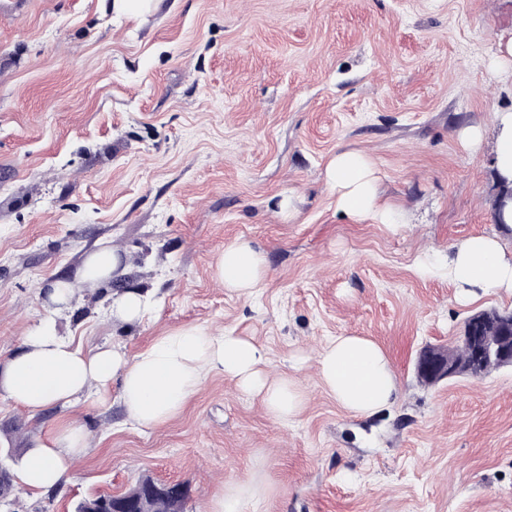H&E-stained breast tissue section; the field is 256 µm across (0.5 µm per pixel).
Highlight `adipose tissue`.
I'll return each instance as SVG.
<instances>
[{"label":"adipose tissue","mask_w":512,"mask_h":512,"mask_svg":"<svg viewBox=\"0 0 512 512\" xmlns=\"http://www.w3.org/2000/svg\"><path fill=\"white\" fill-rule=\"evenodd\" d=\"M326 178L336 194V206L361 222L377 219L397 228L398 214L378 192L373 163L353 150L336 154ZM126 257L105 245L85 260L78 281L56 279L42 289L50 307L70 305L76 282L96 285L121 275ZM423 274L454 282L460 300L487 292L512 294V251L498 235H480L452 245L447 254L426 258ZM269 271L268 261L250 242L225 245L214 275L226 291L244 295L257 288ZM264 348L231 331L214 333L186 325L157 336L136 355L121 347L84 353L60 336L53 317L43 318L23 336L19 348L0 364V395L14 407L37 416L51 408L69 409L91 394L107 395L119 383V400L129 418L156 426L175 417L210 373L235 381L238 388L263 400L272 417L293 419L301 411L304 393L292 378L271 379L265 373ZM317 372L323 387L346 411L370 416L397 403L400 387L386 352L371 338L341 335L320 349ZM87 446L84 430L72 422L35 437L19 459L16 473L29 488L48 492L74 471ZM264 493L260 482H230L209 503V512H247Z\"/></svg>","instance_id":"adipose-tissue-1"}]
</instances>
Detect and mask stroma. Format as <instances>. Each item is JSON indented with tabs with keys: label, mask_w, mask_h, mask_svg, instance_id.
I'll return each mask as SVG.
<instances>
[{
	"label": "stroma",
	"mask_w": 512,
	"mask_h": 512,
	"mask_svg": "<svg viewBox=\"0 0 512 512\" xmlns=\"http://www.w3.org/2000/svg\"><path fill=\"white\" fill-rule=\"evenodd\" d=\"M510 39L512 0H164L123 15L111 0H26L0 17V360L48 314L46 283L109 244L127 257L119 283L79 285L62 336L132 356L184 325L230 330L305 393L277 422L213 374L146 427L111 387L71 413L90 433L72 478L47 493L18 484L27 512H73L144 474L189 483L185 512L252 478L265 493L251 512H512V368L432 385L416 370L471 315L512 311V295L462 305L415 266L470 236L512 248L493 221L492 136L512 112V64L495 65ZM469 126L486 133L479 150L458 137ZM341 150L376 163L402 226L337 210L325 171ZM240 238L269 261L247 297L214 278ZM117 285L148 297L142 322L112 319ZM342 334L388 354L395 407L352 415L314 366L293 370L297 351ZM58 415L0 398V435L28 447Z\"/></svg>",
	"instance_id": "obj_1"
}]
</instances>
